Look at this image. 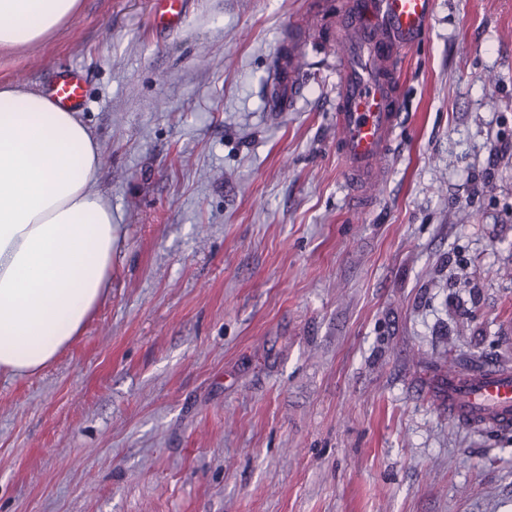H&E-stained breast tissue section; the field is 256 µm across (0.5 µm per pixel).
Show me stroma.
<instances>
[{"label":"stroma","mask_w":512,"mask_h":512,"mask_svg":"<svg viewBox=\"0 0 512 512\" xmlns=\"http://www.w3.org/2000/svg\"><path fill=\"white\" fill-rule=\"evenodd\" d=\"M342 0H81L0 81L82 69L112 282L0 375V512H512V432L448 419L445 356L512 366V0L400 49L372 204L336 153ZM302 32L298 90L270 62ZM159 11L156 19L161 25L172 27L178 24L182 14L183 0H156ZM293 58L294 53L292 52L289 59L287 55L276 56L271 62L270 69L273 80L271 81L272 91L267 97L268 111L283 112L282 105L286 97L291 98L296 93L297 84L292 80V76L296 73Z\"/></svg>","instance_id":"35a3bbf8"}]
</instances>
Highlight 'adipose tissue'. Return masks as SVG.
Segmentation results:
<instances>
[{
	"mask_svg": "<svg viewBox=\"0 0 512 512\" xmlns=\"http://www.w3.org/2000/svg\"><path fill=\"white\" fill-rule=\"evenodd\" d=\"M80 0H0V49L39 44ZM98 141L76 113L0 82V375L43 370L82 336L112 272Z\"/></svg>",
	"mask_w": 512,
	"mask_h": 512,
	"instance_id": "1",
	"label": "adipose tissue"
}]
</instances>
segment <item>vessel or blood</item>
Segmentation results:
<instances>
[{"label":"vessel or blood","mask_w":512,"mask_h":512,"mask_svg":"<svg viewBox=\"0 0 512 512\" xmlns=\"http://www.w3.org/2000/svg\"><path fill=\"white\" fill-rule=\"evenodd\" d=\"M436 0H347L340 21L336 150L352 206L370 202V185L391 156L399 119L397 52L411 46L433 17ZM82 70L57 73L47 92L62 108L81 109ZM448 418L474 429L512 431V367L484 365L448 378Z\"/></svg>","instance_id":"b4317fda"}]
</instances>
